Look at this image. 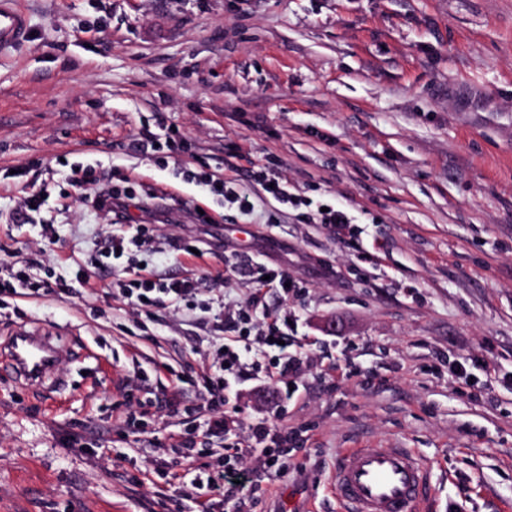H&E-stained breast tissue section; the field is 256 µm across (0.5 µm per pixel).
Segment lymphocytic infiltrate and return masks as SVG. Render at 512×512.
<instances>
[{
  "instance_id": "f902f5d3",
  "label": "lymphocytic infiltrate",
  "mask_w": 512,
  "mask_h": 512,
  "mask_svg": "<svg viewBox=\"0 0 512 512\" xmlns=\"http://www.w3.org/2000/svg\"><path fill=\"white\" fill-rule=\"evenodd\" d=\"M253 179L268 189L280 205L300 210L304 223L325 225L339 235L350 230L352 221L345 210L332 208L324 212L314 208L311 201L292 192L287 181L268 166H259ZM70 180L75 186L89 188L93 208L108 214L124 211L142 200L141 194L134 189L104 185L100 179L89 177L82 170L72 171ZM132 250L140 253L141 258L124 267L123 276L118 281L119 294L131 308L139 311L151 307L177 310L202 307L215 317L223 316V307L200 303L199 298L206 288L202 277L185 274L157 281L144 277L140 261L150 258L153 253L145 225H136L131 234L123 228L110 231L97 251L94 268L105 269L106 259L122 257ZM247 264L255 284L253 295L246 305L236 310L230 323L233 333L223 337L221 344L215 347L204 377L209 395L207 407L212 413L206 429L210 436L224 430V408L234 385L248 380L268 385L275 388L280 400L285 401L292 398V388L306 367L300 345L288 335V314L269 311L263 303L270 290L288 295L292 275L287 269L269 266L258 255L248 257ZM247 431L250 446L243 448L232 443L226 446V453L239 460L247 456L258 457L262 472L269 477L285 476L290 467L286 452L290 438L287 426L261 418L250 422ZM196 445L192 438L180 442L182 452L175 465L189 476L188 481L181 484L183 496L203 494L200 512H212L216 506L224 507L226 512H248L249 506L255 503L252 472L212 470L207 472L205 480L195 479L194 474L200 469Z\"/></svg>"
}]
</instances>
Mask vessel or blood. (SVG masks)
Wrapping results in <instances>:
<instances>
[{
    "label": "vessel or blood",
    "instance_id": "b4317fda",
    "mask_svg": "<svg viewBox=\"0 0 512 512\" xmlns=\"http://www.w3.org/2000/svg\"><path fill=\"white\" fill-rule=\"evenodd\" d=\"M29 39L24 12L0 0V45ZM61 357L53 332L23 324L0 340V370L28 386L61 390ZM337 512H427L432 500L430 467L404 448H348L336 461Z\"/></svg>",
    "mask_w": 512,
    "mask_h": 512
}]
</instances>
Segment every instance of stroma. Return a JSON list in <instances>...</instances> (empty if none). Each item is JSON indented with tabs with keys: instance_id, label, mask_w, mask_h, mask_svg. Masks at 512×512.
I'll use <instances>...</instances> for the list:
<instances>
[{
	"instance_id": "1",
	"label": "stroma",
	"mask_w": 512,
	"mask_h": 512,
	"mask_svg": "<svg viewBox=\"0 0 512 512\" xmlns=\"http://www.w3.org/2000/svg\"><path fill=\"white\" fill-rule=\"evenodd\" d=\"M27 43L0 47V259L56 278L0 295V336L51 326L63 390L0 373V512H193L168 474L210 417L198 378L211 314L156 318L114 297L113 275L75 291L110 216L72 169L153 190L152 272L194 273L244 304L235 255L288 268L308 366L283 410L305 441L288 475H257L254 512H336L344 448H409L431 462L430 512H512V0H22ZM178 130L187 152L129 150ZM267 163L314 204L343 208L357 241L277 211L262 190L242 217L192 173L249 182ZM46 188L19 214L23 192ZM184 198L214 218L194 223ZM193 236L196 258L175 251ZM360 364L375 384L321 376ZM190 381L178 385L177 375ZM184 406L174 414L170 401ZM273 388L240 387L242 412L203 446L246 440L275 416Z\"/></svg>"
}]
</instances>
